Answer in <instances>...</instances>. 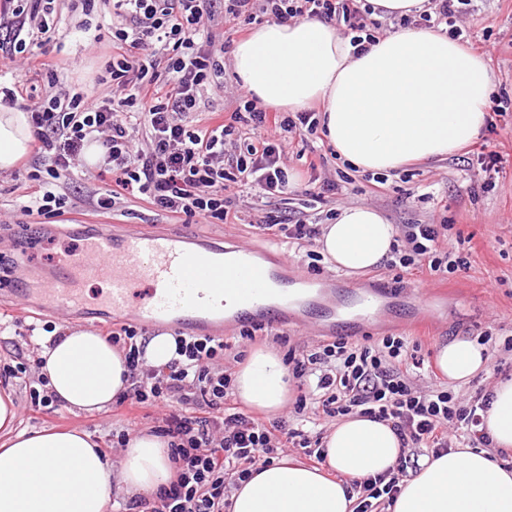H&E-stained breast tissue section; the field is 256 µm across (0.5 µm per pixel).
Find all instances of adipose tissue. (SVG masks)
I'll list each match as a JSON object with an SVG mask.
<instances>
[{
	"label": "adipose tissue",
	"mask_w": 512,
	"mask_h": 512,
	"mask_svg": "<svg viewBox=\"0 0 512 512\" xmlns=\"http://www.w3.org/2000/svg\"><path fill=\"white\" fill-rule=\"evenodd\" d=\"M232 66L266 108L299 112L320 105V122L337 155L364 172H390L412 161L443 159L470 144L484 126L493 81L483 57L448 36L405 28L377 38L357 56L348 37L318 18L269 22L236 43ZM28 112L0 105V172L29 153ZM396 228L374 207H341L323 225L320 251L336 269L364 273L386 259ZM40 375L49 395L69 408L107 409L130 381L104 336L71 329L44 339ZM437 365L452 381L485 369L483 346L465 337L441 346ZM234 393L264 413L290 393L287 365L258 351L235 374ZM481 426L496 447L512 449V379L498 380ZM11 393L0 394V512H105L110 495L153 497L172 474L168 441L143 431L111 462L82 430L15 431ZM326 469L283 457L232 490L229 512H354L353 482L396 467L402 446L392 427L352 414L325 438ZM389 512H512V468L478 448L430 453L404 479Z\"/></svg>",
	"instance_id": "1"
}]
</instances>
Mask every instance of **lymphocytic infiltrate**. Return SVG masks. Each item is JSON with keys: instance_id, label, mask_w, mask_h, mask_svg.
<instances>
[{"instance_id": "f902f5d3", "label": "lymphocytic infiltrate", "mask_w": 512, "mask_h": 512, "mask_svg": "<svg viewBox=\"0 0 512 512\" xmlns=\"http://www.w3.org/2000/svg\"><path fill=\"white\" fill-rule=\"evenodd\" d=\"M57 0H0V55L21 60L23 70L53 75L49 61L27 56L34 35L55 31ZM472 0H431L425 27H447L460 39V21ZM119 26L112 29L108 67L113 97H88L65 91L33 99L26 88L6 90L10 101L27 103L35 129V147L46 164V180L24 203V215L53 218L70 202L60 180L69 176L86 144L103 149L100 179L106 193L89 204L109 212L117 200L136 194L160 211L187 224H231L237 215L227 192L260 187L275 198L288 189L280 139L268 137L267 114L244 100L227 117L205 126L195 123L203 93L224 91V50L217 45L218 23L236 26L267 16L283 21L318 17L351 33L356 52L374 42L379 22L368 19L360 0H112ZM146 145H139L138 134ZM248 134L244 153L231 150L233 137ZM435 224H409L405 248L394 249L393 264L410 269L425 265L430 274L467 269V261L441 249ZM109 342L124 355L131 388L122 394L130 407H163L154 431L166 437L174 469L168 487L154 500L127 501L123 512H225L232 488L248 481L256 465L277 459L286 447L323 463V448L313 447L308 431L320 416L364 414L391 423L407 448L447 450L449 427L466 429L472 445L491 446L481 430V410L488 395L461 406L454 394L432 385L415 389L408 375L421 368L419 345L402 336L373 343L343 338L320 344L302 355L288 354L293 376L305 391L294 404L296 424L269 423L227 404L232 377L223 363L228 341L211 336L180 335L176 356L161 366L143 359L144 344L136 326L113 328ZM406 460L393 470L360 483L357 512H378L391 503L407 476Z\"/></svg>"}]
</instances>
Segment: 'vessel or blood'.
Here are the masks:
<instances>
[{
    "instance_id": "1",
    "label": "vessel or blood",
    "mask_w": 512,
    "mask_h": 512,
    "mask_svg": "<svg viewBox=\"0 0 512 512\" xmlns=\"http://www.w3.org/2000/svg\"><path fill=\"white\" fill-rule=\"evenodd\" d=\"M92 280L104 287L90 299L85 284ZM322 286L283 266H267L248 247L228 254L213 242L192 244L184 234L140 231L83 238L64 249L53 274L29 293L46 314L90 306L116 322L133 317L207 336L231 322L268 323L287 312L293 292ZM220 299L232 303V313L217 307Z\"/></svg>"
}]
</instances>
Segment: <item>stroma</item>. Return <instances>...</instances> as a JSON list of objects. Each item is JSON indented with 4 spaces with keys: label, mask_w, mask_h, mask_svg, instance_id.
I'll use <instances>...</instances> for the list:
<instances>
[{
    "label": "stroma",
    "mask_w": 512,
    "mask_h": 512,
    "mask_svg": "<svg viewBox=\"0 0 512 512\" xmlns=\"http://www.w3.org/2000/svg\"><path fill=\"white\" fill-rule=\"evenodd\" d=\"M471 8L464 23L468 41L488 65L495 99L505 103L504 112L489 114L479 133L503 155L499 172H483L476 158L463 149L436 163H410L391 175L360 173L338 158L322 133L296 135L284 144L291 188H300L314 177L322 183H337L338 193H326L321 202L312 204L304 196L286 201L268 198L257 188L234 190L230 197L238 222L201 224L198 232L224 237L230 245L266 248L273 241L257 229L264 217L287 211L294 219L322 225L337 208L348 205L372 206L398 228L405 224H443L447 231L440 239L442 249L466 257L468 268L442 281L424 269L408 272L386 264L349 276L328 261L319 262L314 277L336 283L337 320L353 319L357 285L382 282L401 295L402 301L378 312L374 337L407 335L420 339L423 351L435 354L456 336L472 338L486 330L499 344L512 336V0H473ZM58 19L55 37L44 49L57 64L59 87L93 97L111 94L109 85L96 80L110 58L108 44L112 37L102 8H95L86 17L71 11L68 0H63ZM84 20L91 25L85 34L77 30ZM309 158L314 159L316 170L307 169L305 161ZM37 164V158L29 156L13 170L0 172V251L9 255L11 263L27 265L32 273L51 268L65 245L87 232L101 228L134 232L143 224L172 230L180 227L179 222L132 196L117 201L111 215L83 206L73 220L27 226L26 216L16 213L15 208L25 195L36 190L31 175ZM426 286L439 287L440 292L432 301L435 324L430 333L423 335L414 328L418 316L408 303L416 289ZM297 308L306 314V325L287 330L283 344L264 337L262 347L283 355L289 349L308 350L321 342L317 308L306 301L298 303ZM48 319L61 332L83 325L103 334L111 326L105 316L82 322L62 314L48 318L36 308H22L9 284L0 281V366L21 362L28 366L8 384L17 408L16 430L80 429L99 439L101 446L109 447L113 430L129 426L137 432L151 428L147 419L128 424L124 408L116 405L99 413H83L57 403L45 407L32 404L30 392L40 386L32 361L39 356L42 335L32 332L31 327ZM503 374L512 375V352L501 350L484 371L469 381L451 382L449 388L459 402L465 403L489 391Z\"/></svg>",
    "instance_id": "1"
}]
</instances>
